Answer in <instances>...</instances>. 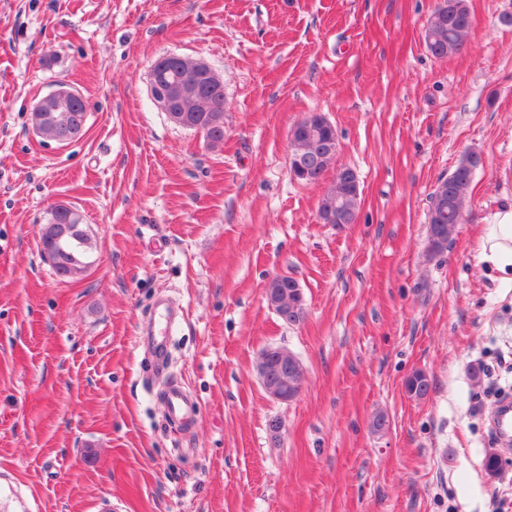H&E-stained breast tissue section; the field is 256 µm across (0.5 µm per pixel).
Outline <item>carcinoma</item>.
I'll return each instance as SVG.
<instances>
[{"label":"carcinoma","instance_id":"obj_1","mask_svg":"<svg viewBox=\"0 0 512 512\" xmlns=\"http://www.w3.org/2000/svg\"><path fill=\"white\" fill-rule=\"evenodd\" d=\"M471 28L468 0H442L424 26V43L428 52L437 58L460 53ZM224 101V88L210 83L200 95L179 101L187 123L209 128L214 140H224V113L211 112L216 102ZM86 105L77 101L61 105L51 111H32L33 126L39 128L47 139L83 135ZM336 128L322 115L305 119L291 130L293 153L301 155L309 171L304 181L318 182L334 163L338 151ZM482 166V158L475 152L462 156L454 171L441 179L432 193L427 211L430 224L428 252L434 256L448 249V238L455 225L463 220V213L475 171ZM361 198L355 189L340 180L333 181L321 206V212L338 209L358 216ZM42 252L52 267L64 276L76 279L88 267L86 262L89 235L84 224L69 218L66 213L49 212L40 232ZM295 279L284 275L275 277L268 284V294L275 301L274 311L280 319L294 325L303 317V296L295 295ZM406 392L415 398L427 396L430 390L428 376L416 371L405 381Z\"/></svg>","mask_w":512,"mask_h":512}]
</instances>
